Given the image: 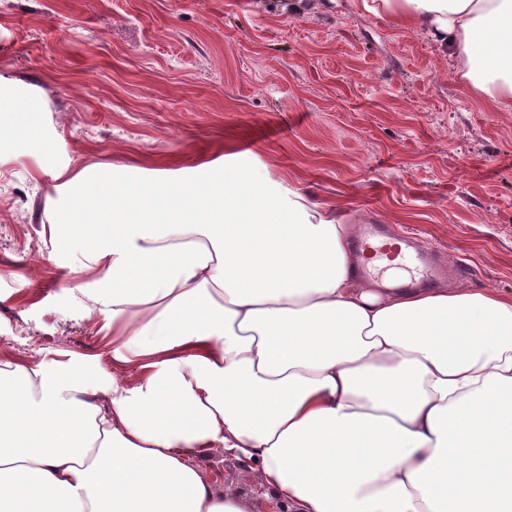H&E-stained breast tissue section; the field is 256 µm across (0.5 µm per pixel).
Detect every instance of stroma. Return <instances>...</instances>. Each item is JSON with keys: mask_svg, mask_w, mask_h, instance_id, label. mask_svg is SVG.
Listing matches in <instances>:
<instances>
[{"mask_svg": "<svg viewBox=\"0 0 512 512\" xmlns=\"http://www.w3.org/2000/svg\"><path fill=\"white\" fill-rule=\"evenodd\" d=\"M0 360L112 362V332L70 290L51 232L55 174L86 164L201 179L228 161L344 223L446 254L447 288L512 294V112L469 98L423 34L351 0H0ZM264 512L247 466L214 452Z\"/></svg>", "mask_w": 512, "mask_h": 512, "instance_id": "obj_1", "label": "stroma"}]
</instances>
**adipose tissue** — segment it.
I'll return each mask as SVG.
<instances>
[{
  "instance_id": "ef3b65f1",
  "label": "adipose tissue",
  "mask_w": 512,
  "mask_h": 512,
  "mask_svg": "<svg viewBox=\"0 0 512 512\" xmlns=\"http://www.w3.org/2000/svg\"><path fill=\"white\" fill-rule=\"evenodd\" d=\"M429 36L475 101L512 112V0H353ZM130 183L60 170L70 274L112 359L0 361V512H245L203 478L221 451L297 512H512V295L363 281L349 227L296 188L210 167ZM106 404L89 398L86 370ZM470 475L440 497L443 462Z\"/></svg>"
}]
</instances>
